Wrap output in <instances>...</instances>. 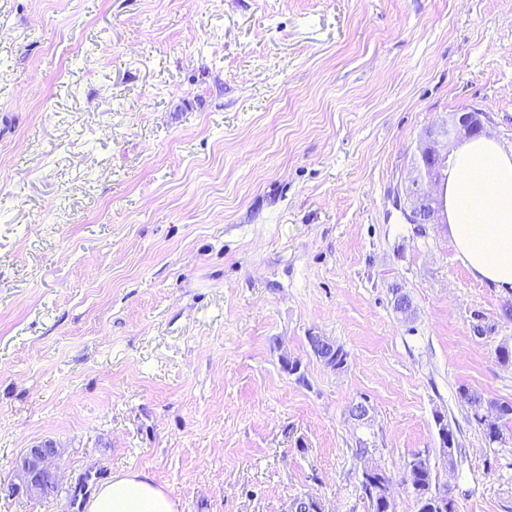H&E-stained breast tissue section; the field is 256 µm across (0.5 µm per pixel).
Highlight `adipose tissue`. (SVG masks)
Returning a JSON list of instances; mask_svg holds the SVG:
<instances>
[{"label": "adipose tissue", "mask_w": 512, "mask_h": 512, "mask_svg": "<svg viewBox=\"0 0 512 512\" xmlns=\"http://www.w3.org/2000/svg\"><path fill=\"white\" fill-rule=\"evenodd\" d=\"M444 200L462 264L476 280L512 289V149L488 137L457 145ZM86 512H177V505L147 473L122 470L98 488Z\"/></svg>", "instance_id": "ef3b65f1"}]
</instances>
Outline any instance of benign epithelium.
<instances>
[{"label":"benign epithelium","mask_w":512,"mask_h":512,"mask_svg":"<svg viewBox=\"0 0 512 512\" xmlns=\"http://www.w3.org/2000/svg\"><path fill=\"white\" fill-rule=\"evenodd\" d=\"M481 112L472 109L456 112L448 120V125L433 128L424 133L416 149V163L413 174L405 181L395 196L396 205L404 206L408 223L422 233L427 224L440 223V207L435 188L441 166L448 161L451 148L460 142L482 133ZM50 452L45 447L31 448L16 466L18 483L12 486L15 492H31L35 489L50 491L56 485V472L39 474L34 461ZM367 490L379 503L382 512L393 509L388 479L376 480L366 476Z\"/></svg>","instance_id":"1"}]
</instances>
